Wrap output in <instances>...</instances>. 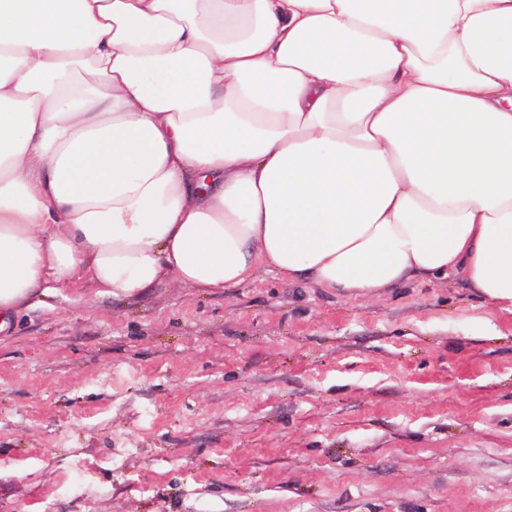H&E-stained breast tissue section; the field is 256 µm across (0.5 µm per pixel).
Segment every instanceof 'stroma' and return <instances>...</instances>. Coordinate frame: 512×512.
<instances>
[{
    "label": "stroma",
    "mask_w": 512,
    "mask_h": 512,
    "mask_svg": "<svg viewBox=\"0 0 512 512\" xmlns=\"http://www.w3.org/2000/svg\"><path fill=\"white\" fill-rule=\"evenodd\" d=\"M0 512H512V315L460 275L58 289L0 333Z\"/></svg>",
    "instance_id": "obj_1"
}]
</instances>
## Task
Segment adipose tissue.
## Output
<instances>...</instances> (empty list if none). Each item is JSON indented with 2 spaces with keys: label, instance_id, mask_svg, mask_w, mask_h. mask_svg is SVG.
Segmentation results:
<instances>
[{
  "label": "adipose tissue",
  "instance_id": "adipose-tissue-1",
  "mask_svg": "<svg viewBox=\"0 0 512 512\" xmlns=\"http://www.w3.org/2000/svg\"><path fill=\"white\" fill-rule=\"evenodd\" d=\"M261 268L512 314V0H0V332Z\"/></svg>",
  "mask_w": 512,
  "mask_h": 512
}]
</instances>
